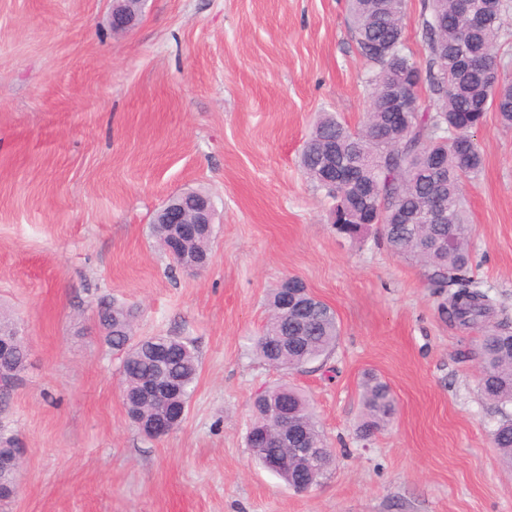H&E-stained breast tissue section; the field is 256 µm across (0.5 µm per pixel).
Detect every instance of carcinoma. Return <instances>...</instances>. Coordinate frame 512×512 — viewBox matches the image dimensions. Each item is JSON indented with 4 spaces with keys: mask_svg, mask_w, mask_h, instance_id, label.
<instances>
[{
    "mask_svg": "<svg viewBox=\"0 0 512 512\" xmlns=\"http://www.w3.org/2000/svg\"><path fill=\"white\" fill-rule=\"evenodd\" d=\"M405 0H350L356 42L370 66L367 90L370 109L364 125L352 129L332 114H324L306 142L301 167L336 206V231L354 238L362 221L377 218L382 239L391 252L411 258L428 270L432 286L452 289L440 304L441 312L460 327L485 330L479 347V389L500 406L512 404V332L501 321L491 324L495 307L479 282L465 274L470 263L462 181L483 167V154L473 131L489 110L512 126V81L499 85L490 71L500 50L502 19L512 0H472L484 22L472 29L455 11V0H421L418 29L425 57L417 62L405 45ZM448 207L446 224H404L405 213L421 215L436 193ZM281 292L270 296V316L255 342L257 354L268 364L288 370L325 363L340 336L335 311L313 301L305 308L302 336L296 345L277 350L282 333L293 335L299 317L280 307ZM112 335L105 341L121 353L122 391L127 412L140 424L158 413L147 402H135L143 386L158 376L150 350L165 348L164 378L174 399L189 404L199 375V359L192 343L174 336L134 339L135 310L110 302ZM288 401L303 427L302 437L317 448L320 460L290 474V484L316 486L329 472L334 455L318 429L314 405L300 388L284 384L263 390L252 400V430L267 429L269 406ZM364 436L389 425L397 414L388 384L374 376L362 386ZM492 444L504 467L512 470V416L492 432ZM246 446L261 464L283 449L271 437L265 442L246 436Z\"/></svg>",
    "mask_w": 512,
    "mask_h": 512,
    "instance_id": "obj_1",
    "label": "carcinoma"
}]
</instances>
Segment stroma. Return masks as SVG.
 <instances>
[{
	"instance_id": "obj_1",
	"label": "stroma",
	"mask_w": 512,
	"mask_h": 512,
	"mask_svg": "<svg viewBox=\"0 0 512 512\" xmlns=\"http://www.w3.org/2000/svg\"><path fill=\"white\" fill-rule=\"evenodd\" d=\"M112 0H0V313L28 350L0 388V433L24 450L0 512H512V472L478 391L479 329L448 324L428 272L378 225L343 238L299 166L316 120L364 124L368 65L348 0H146L113 33ZM461 189L470 276L512 318V128L488 112ZM207 193L211 261L172 270L152 224L173 193ZM301 279L336 312L326 364L253 351L274 288ZM137 310L139 336L200 359L183 422L149 438L120 392L96 309ZM391 386L396 419L360 437V383ZM313 399L336 463L299 494L245 446L251 399Z\"/></svg>"
}]
</instances>
